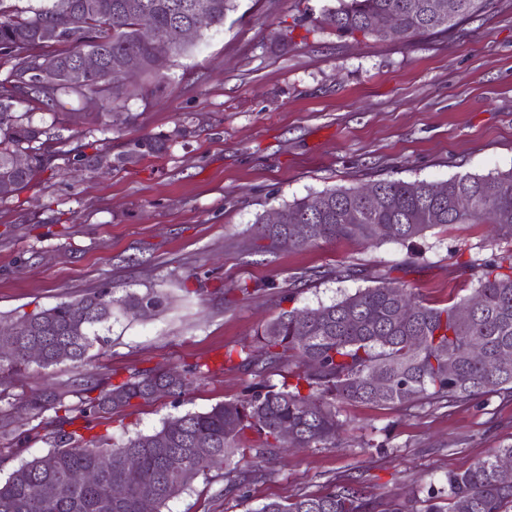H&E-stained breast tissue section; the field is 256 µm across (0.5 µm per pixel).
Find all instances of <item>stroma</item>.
Returning <instances> with one entry per match:
<instances>
[{
	"instance_id": "stroma-1",
	"label": "stroma",
	"mask_w": 512,
	"mask_h": 512,
	"mask_svg": "<svg viewBox=\"0 0 512 512\" xmlns=\"http://www.w3.org/2000/svg\"><path fill=\"white\" fill-rule=\"evenodd\" d=\"M328 4L235 0L223 26L170 57L159 91L63 95L44 111L63 150L94 140L116 165L77 177L60 158L0 201V323L103 286L118 296L159 294L152 317L115 314L91 351L87 373L118 381L222 360L252 345L283 295L298 308L327 305L367 288L379 269L432 305L470 294L475 275L460 263L491 255L483 224L436 227L411 245L343 241L272 257L254 248L261 218L330 188L512 169V0H493L458 32L409 42L339 36L322 19ZM98 112L114 114L112 129L94 121ZM182 126L186 136L166 151L129 157L137 139ZM270 279L276 290H238ZM76 375L67 363L33 364L13 391L37 395ZM253 381L228 366L181 396L100 417L93 432L116 442L148 434L169 417L240 397ZM339 410L346 426L335 446L268 458L237 497L211 472L164 512H253L342 479L381 501L417 502L446 491L449 472L512 445L507 392L453 407L346 402Z\"/></svg>"
}]
</instances>
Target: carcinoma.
I'll use <instances>...</instances> for the list:
<instances>
[{"mask_svg":"<svg viewBox=\"0 0 512 512\" xmlns=\"http://www.w3.org/2000/svg\"><path fill=\"white\" fill-rule=\"evenodd\" d=\"M206 4L200 30L224 25L234 0H39V6L11 8L0 0V61L9 65L0 81V180L11 188L0 198L25 187L49 168L55 156L51 127L35 124L30 112L13 111L24 100L47 107L58 96L101 93L117 99L127 88L112 82L115 69L129 56L141 60V73L158 76L154 62L186 50L182 28L194 20V4ZM427 0H336L323 11V20L340 35L382 38L369 30L374 16L395 15L399 39L409 41L426 33L448 32L490 0H449L453 8L448 23L427 13ZM88 5L83 25L64 28L51 42L38 35L42 28L63 23L73 8ZM151 17L159 39L145 43L138 37L141 15ZM97 52L101 69L80 87L68 83L67 74L79 54ZM31 153L23 170L12 167V156ZM373 200L365 201L359 188H334L280 208L281 222L262 224L256 239L260 252L274 255L288 240L303 249L342 240L375 243L393 240L412 243L427 230L453 224H491L497 240L512 241V170L457 174L441 182L439 194L429 191L426 180L382 179L372 182ZM463 268L476 273V288L456 302L438 307L426 303L405 285L384 274L375 285L316 309L284 310L256 331L260 354L244 346L237 367L262 374L288 365L282 385L259 382L236 399L213 405L204 412L171 417L150 434L138 433L116 445L105 437L87 438L77 421L100 414H117L135 402L147 403L157 394H175L186 377L212 373L209 365L195 363L184 372L136 373L114 384L88 380L64 391H48L20 398L27 418L0 421V434H29L28 423L52 409L50 448L39 457L21 462L0 480V512H140L139 502L152 497L155 512L178 497L198 477L224 467V494L241 491L247 471L236 455L243 435H256L251 468L257 470L268 456L283 448L327 447L336 443L343 427L337 404L344 401L412 408L419 404H455L476 395L512 393V370L499 366L504 353L512 354V248H502L486 259H469ZM482 306L466 320L459 310L475 297ZM159 306L155 295L114 296L103 287L76 302L24 314L11 323L17 330L14 347L0 348V394L12 377L26 369L29 345L43 355L37 364L50 368L69 362L81 368L90 351L109 329L119 311L136 315ZM408 317H400L401 311ZM479 345L483 357L474 360L469 348ZM78 398L77 405L65 402ZM294 431L284 441L278 430ZM512 457V445L497 449L461 472L448 474V492L433 491L422 512H512V479L503 480L498 460ZM76 471L93 474L86 484L72 482ZM126 488L123 500L105 510L101 504L112 485ZM51 484L56 495L45 499L40 487ZM251 512H406L399 503L381 509L358 487L341 484L322 494H302L288 503L270 501Z\"/></svg>","mask_w":512,"mask_h":512,"instance_id":"cac0c4a2","label":"carcinoma"}]
</instances>
